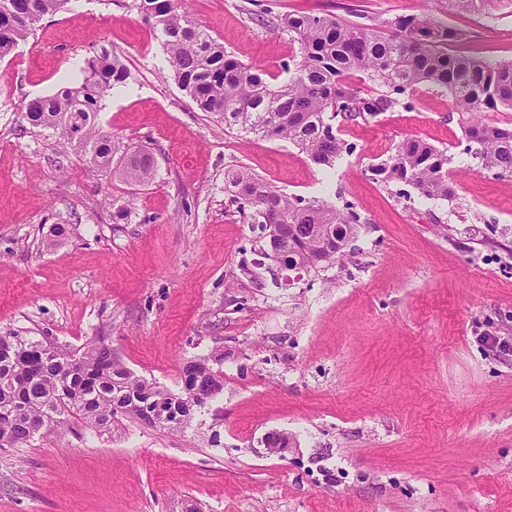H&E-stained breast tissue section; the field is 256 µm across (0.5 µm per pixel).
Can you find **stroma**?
<instances>
[{"label":"stroma","mask_w":512,"mask_h":512,"mask_svg":"<svg viewBox=\"0 0 512 512\" xmlns=\"http://www.w3.org/2000/svg\"><path fill=\"white\" fill-rule=\"evenodd\" d=\"M248 0H187L242 62L286 80L291 36ZM281 15L379 22L428 13L457 51L512 61V13L448 14L442 0H259ZM106 51L127 67L103 128L156 163L91 172L74 147L22 116L29 99L82 79ZM412 109L337 119L353 147L324 174L286 141L224 129L167 76L133 0H69L0 60V333L71 348L106 337L136 375L171 391L184 362L217 356L222 393L187 427L129 418L95 433L0 448V512H512V176L467 154L447 91ZM446 150L454 197L372 179L404 138ZM244 168L289 196L351 204L342 264L288 284L231 205ZM66 229L53 248L52 225ZM503 338L489 347L486 337ZM290 438L271 455L269 433Z\"/></svg>","instance_id":"stroma-1"}]
</instances>
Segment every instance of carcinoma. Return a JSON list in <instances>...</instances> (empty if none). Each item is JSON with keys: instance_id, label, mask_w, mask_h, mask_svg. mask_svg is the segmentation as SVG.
Returning a JSON list of instances; mask_svg holds the SVG:
<instances>
[{"instance_id": "1", "label": "carcinoma", "mask_w": 512, "mask_h": 512, "mask_svg": "<svg viewBox=\"0 0 512 512\" xmlns=\"http://www.w3.org/2000/svg\"><path fill=\"white\" fill-rule=\"evenodd\" d=\"M66 3L0 0V59ZM444 6L450 14H484L512 9V0H444ZM137 8L160 34L169 75L199 111L227 128L287 141L315 165L332 169L352 150L336 134V117L373 118L411 105L422 85L441 87L460 115L466 151L483 169L512 176V128L482 118L484 112H512V61L449 51L460 34L425 13L400 16L383 27L325 14H281L275 27L294 35L300 55L286 66L288 80L278 82L224 49L188 14L184 0H140ZM83 72L80 85L29 100L24 118L70 142L90 168L108 172L112 157L126 149L103 131L99 115L112 88L125 83L129 73L118 60L99 54L85 59ZM356 78L370 81L374 90L358 91L352 84ZM154 165L148 151L127 153L125 173L142 182L151 178ZM370 172L383 183L410 184L427 199H448L455 192L447 152L419 138L399 142ZM224 181L240 210H250L252 223L269 231L270 249L260 251L263 258L287 262L300 278L343 261L344 242L357 234L352 207L291 200L242 169L227 171ZM180 379L175 393L135 375L103 336L72 350L47 337L0 334V448L55 439L72 419L99 433L124 417L176 430L211 402L199 399L188 413L187 392L199 386L211 395L224 388L207 358L185 363Z\"/></svg>"}]
</instances>
